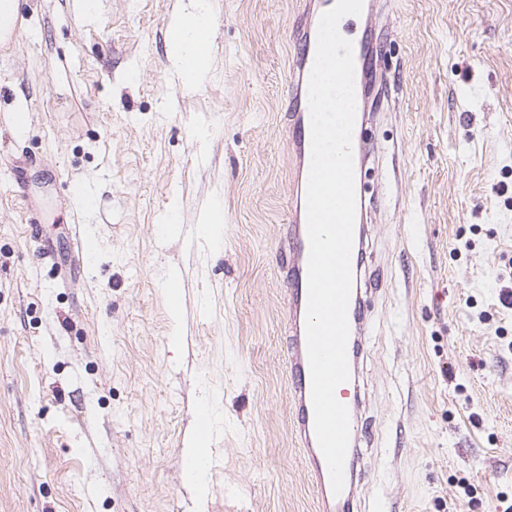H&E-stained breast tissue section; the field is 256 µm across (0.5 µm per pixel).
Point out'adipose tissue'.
<instances>
[{
	"instance_id": "ef3b65f1",
	"label": "adipose tissue",
	"mask_w": 512,
	"mask_h": 512,
	"mask_svg": "<svg viewBox=\"0 0 512 512\" xmlns=\"http://www.w3.org/2000/svg\"><path fill=\"white\" fill-rule=\"evenodd\" d=\"M212 34L211 21L200 9L181 15L173 22L171 59L186 82H197L204 73Z\"/></svg>"
}]
</instances>
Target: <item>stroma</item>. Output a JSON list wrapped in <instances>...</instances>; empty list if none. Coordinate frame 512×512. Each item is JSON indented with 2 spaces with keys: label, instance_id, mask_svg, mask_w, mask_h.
<instances>
[{
  "label": "stroma",
  "instance_id": "stroma-1",
  "mask_svg": "<svg viewBox=\"0 0 512 512\" xmlns=\"http://www.w3.org/2000/svg\"><path fill=\"white\" fill-rule=\"evenodd\" d=\"M195 2L20 0L0 43V512H317L279 268L305 0H206L189 86L169 41ZM378 24L373 133L395 153L367 253L384 282L359 489L456 512L464 478L467 512H512V0H392ZM77 226L99 249L71 277ZM204 397L201 494L181 465Z\"/></svg>",
  "mask_w": 512,
  "mask_h": 512
}]
</instances>
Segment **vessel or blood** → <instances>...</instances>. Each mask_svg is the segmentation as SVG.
Listing matches in <instances>:
<instances>
[{
  "label": "vessel or blood",
  "instance_id": "vessel-or-blood-1",
  "mask_svg": "<svg viewBox=\"0 0 512 512\" xmlns=\"http://www.w3.org/2000/svg\"><path fill=\"white\" fill-rule=\"evenodd\" d=\"M336 0H308L300 22V47L289 62L290 88L294 106L288 114L292 155L295 162V183L288 206L285 226L286 268L288 288L286 306L288 311V357L287 381L289 401L295 417V434L304 462L316 490L318 512H362L364 502L358 495L362 473L358 469L361 458L362 430L359 418L363 404L361 385L356 370L367 350L369 320L363 294L378 291V275L366 262L367 243L371 227L369 218L378 202L377 192L368 189L365 177L370 166L378 165L386 153V146L366 133L365 126L374 122L375 108L382 102L374 97L372 102L356 104L353 130L354 180L356 193V218L354 244L351 253L353 271V298L349 300L348 320L350 337L347 356L352 375L348 382L338 387V399L350 412V443L345 461V484L341 494H333L329 473L314 433V411L311 402L310 370L307 357L305 317L307 307V263L309 243L307 237L306 194L311 162L310 112L307 90L310 72L315 60L317 32L323 13L334 7ZM362 12L369 21L365 32L353 42L354 70L361 74L376 72L379 51L375 45L382 36L372 20L371 5H363ZM203 451L198 459L186 462L181 467L182 478L192 482L204 462L208 461L211 447L210 431L201 434Z\"/></svg>",
  "mask_w": 512,
  "mask_h": 512
}]
</instances>
